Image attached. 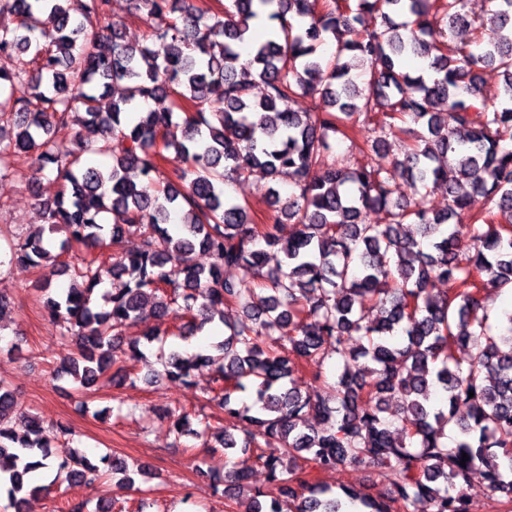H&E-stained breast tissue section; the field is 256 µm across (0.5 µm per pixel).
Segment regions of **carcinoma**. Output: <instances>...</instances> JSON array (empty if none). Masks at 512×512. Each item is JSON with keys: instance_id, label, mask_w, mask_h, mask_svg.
Listing matches in <instances>:
<instances>
[{"instance_id": "carcinoma-1", "label": "carcinoma", "mask_w": 512, "mask_h": 512, "mask_svg": "<svg viewBox=\"0 0 512 512\" xmlns=\"http://www.w3.org/2000/svg\"><path fill=\"white\" fill-rule=\"evenodd\" d=\"M493 2L501 37L472 46L452 42L456 29L476 27L466 0H227L217 14L195 0H128L147 24L130 45L120 23L101 25L112 0H0V15L12 17L0 21V56L16 62L0 69V179L17 158H33L32 181L51 174L60 184L39 204L42 222L66 233L58 245L0 235V268L65 269L67 289L47 279L38 291L62 342L74 345L61 363L80 390L131 379L115 367L116 351L138 360L157 340L152 327L124 336L132 322L172 314L185 320V339L219 315L218 355L174 344L157 361L202 405L224 409L218 442L232 466L209 480L216 494L234 486L227 508L244 495L241 512H474L465 487L475 469L512 506V315L497 330L481 296L512 289V0ZM366 14L376 19L370 29ZM262 16L278 27L254 43L250 21ZM329 40L336 51L318 55ZM410 55L429 59L426 73L403 67ZM357 63L372 67L360 91ZM488 66L503 76L493 104L478 84ZM258 84L264 95L253 99ZM114 85L124 87L118 99ZM297 97L313 98V109L293 111ZM360 123L375 136L357 141ZM88 125L101 140L82 136ZM336 135L368 161L343 165ZM393 138L402 143L394 156ZM65 139L75 148L61 149ZM114 139L122 150L110 169L83 164L86 154H113ZM388 156L414 190L444 187L446 210L400 197L381 163ZM284 172L296 193L283 204L269 188L264 224L224 199L226 182L274 183ZM372 210L386 222H369ZM286 221L297 226L288 239L278 232ZM109 247L121 251L110 267ZM198 249L209 266L191 259ZM226 268L248 278H226ZM105 275L112 292L99 307ZM438 281L448 288L434 292ZM333 357L356 370L327 378ZM304 364L315 368L305 391ZM203 366L214 370L201 387L194 371ZM395 397L402 404L387 417ZM74 436L18 411L0 376V512H26L44 492L37 471L53 466L68 482L110 475L119 490L142 492L143 467L116 455L95 464L70 448ZM348 465L386 468L389 482L366 494L308 477L309 467ZM256 466L278 495L251 488Z\"/></svg>"}]
</instances>
